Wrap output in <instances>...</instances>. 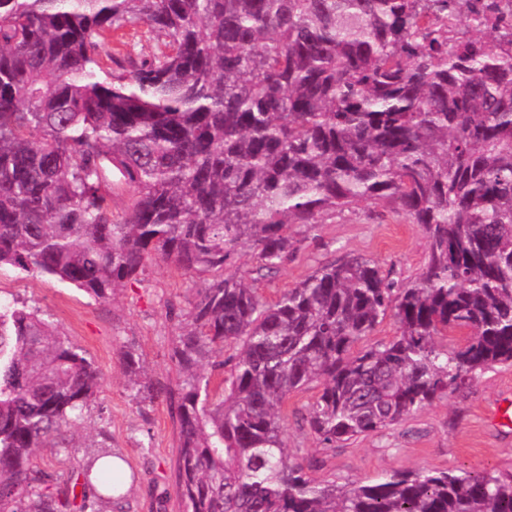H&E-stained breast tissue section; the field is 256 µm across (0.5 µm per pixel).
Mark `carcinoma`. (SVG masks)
<instances>
[{
  "label": "carcinoma",
  "mask_w": 512,
  "mask_h": 512,
  "mask_svg": "<svg viewBox=\"0 0 512 512\" xmlns=\"http://www.w3.org/2000/svg\"><path fill=\"white\" fill-rule=\"evenodd\" d=\"M142 28L163 48L135 59ZM363 201L423 226L414 281L351 255L267 301L224 273L244 247L277 273L292 225ZM152 260L208 276L162 390L180 422L163 495L184 512H512V474L315 481L283 414L320 384L304 419L334 448L512 365V19L473 0H0V268L108 299ZM389 315L397 335L353 353ZM228 361L217 393L203 368ZM99 384L45 314L0 305V512L70 508L33 459L68 447ZM96 479L121 494L119 465Z\"/></svg>",
  "instance_id": "1"
}]
</instances>
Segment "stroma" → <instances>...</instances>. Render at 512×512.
I'll return each mask as SVG.
<instances>
[{
    "label": "stroma",
    "mask_w": 512,
    "mask_h": 512,
    "mask_svg": "<svg viewBox=\"0 0 512 512\" xmlns=\"http://www.w3.org/2000/svg\"><path fill=\"white\" fill-rule=\"evenodd\" d=\"M298 251L273 277L255 281L258 292L276 299L318 265L359 254L374 260L398 282L417 278L427 258L421 225L371 203H362L321 224L293 225ZM203 281L175 266L150 262L137 280L111 300L38 275L0 270V304L27 305L49 315L59 331L97 367L101 381L83 410L77 439L69 448H43L38 468L59 495L82 492L87 464L113 455L128 476L121 498L91 499L87 512H180L176 498L159 502L175 481L179 422L169 400L150 395L151 387H178L173 353L180 317L194 302ZM142 360L144 373L129 382L121 364L125 351ZM320 389L311 384L288 398V448L303 449L311 478L344 485L378 481L403 470L512 472V366L495 365L476 373L422 412L389 429L326 448L298 416Z\"/></svg>",
    "instance_id": "stroma-1"
}]
</instances>
